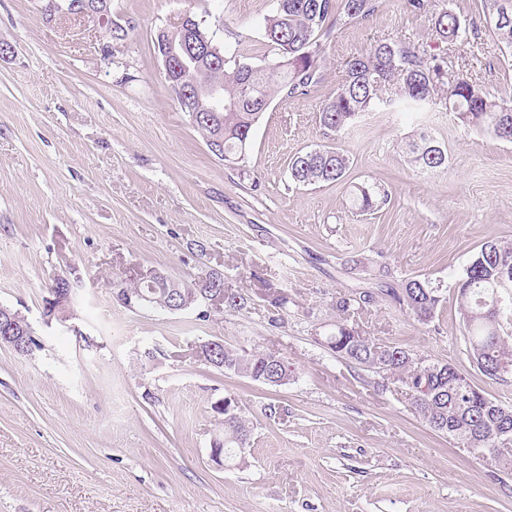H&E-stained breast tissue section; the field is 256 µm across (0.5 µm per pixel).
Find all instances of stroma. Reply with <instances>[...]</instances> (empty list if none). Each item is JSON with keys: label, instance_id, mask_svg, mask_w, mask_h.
<instances>
[{"label": "stroma", "instance_id": "stroma-1", "mask_svg": "<svg viewBox=\"0 0 512 512\" xmlns=\"http://www.w3.org/2000/svg\"><path fill=\"white\" fill-rule=\"evenodd\" d=\"M42 4L0 0V44L13 48L0 56V305L39 341L24 356L0 346V512H512L511 473L323 344L337 298L370 291L349 326L449 361L512 405V378L490 381L473 363L452 290L482 243L512 242V143L465 130L441 103L372 112L335 138L319 122L352 55L385 38L446 52L435 13L468 22L481 0H428L423 13L378 0L373 16L338 24L321 40L318 92L274 97L233 167L181 111L152 39L190 8L226 53L260 66L273 56L264 26L276 0H112L133 26L113 45L98 21ZM454 50L470 81L512 103V52L491 32ZM424 130L448 156L431 172L404 150ZM323 146L349 155L345 181L293 184L291 156ZM354 182L384 187L389 204L357 211ZM153 270L219 273L248 303L206 321L121 306L117 289ZM60 277L75 286L71 317L48 324ZM410 277L442 288L433 325L387 294ZM274 290L287 310L271 304ZM207 340L279 352L287 384L196 361ZM227 395L253 431L241 461L221 468L212 407Z\"/></svg>", "mask_w": 512, "mask_h": 512}]
</instances>
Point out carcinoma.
<instances>
[{
	"mask_svg": "<svg viewBox=\"0 0 512 512\" xmlns=\"http://www.w3.org/2000/svg\"><path fill=\"white\" fill-rule=\"evenodd\" d=\"M479 22L471 23L473 33L483 28L493 31L498 42L512 49V0H482ZM377 0H277L266 18L268 46L273 59L254 66L225 55L213 54L214 46L204 22L188 12L183 28L160 29L154 35V50L174 44L182 50V65L174 61L165 80L173 94L195 84L217 87L224 103H237L234 110L215 103V111L200 113L193 126L206 146L224 140V161L236 160L249 148L251 131L263 111L252 109V97L265 103L284 94L290 98L309 95L321 83L322 35L332 31L339 20H360L374 14ZM459 18L448 9L434 19L432 36L447 44L463 37ZM451 56L424 58L417 51L393 40H382L345 63V80L336 95L323 104L321 126L331 135L353 127L367 112L404 105L417 110L431 102L445 85V76L454 72ZM445 102L460 124L497 140L512 143V104L483 91L463 78L448 86ZM410 161L421 168L433 169L445 164L440 144L425 132L406 143ZM350 165L349 156L337 148L325 147L295 154L289 164L290 180L308 186L343 180ZM390 202L389 192L356 184L352 206L361 212L379 211ZM198 291L196 279L175 280L167 274L158 279H140L119 289L116 300L123 307L142 303L164 308L183 294ZM405 312L423 325L436 318L441 288L432 282L410 277L400 288L387 292ZM458 312L469 343L470 355L478 370L490 380L512 377V344L508 327L512 326V243L484 242L454 285ZM373 301L370 292H355L336 300V311L346 314ZM325 345L336 356L371 371L380 377L377 385L388 389L399 383L405 387L415 412L432 430L445 433L462 448H478L501 468L512 471V407L499 404L473 386L450 362H426L410 351L383 344L360 335L342 320L336 332L325 337ZM208 343L196 350L198 360L227 372L249 378L267 387L288 383V364L274 351H250L223 344L207 352ZM224 455L233 460L246 447L251 422L238 399L224 397Z\"/></svg>",
	"mask_w": 512,
	"mask_h": 512,
	"instance_id": "obj_1",
	"label": "carcinoma"
}]
</instances>
